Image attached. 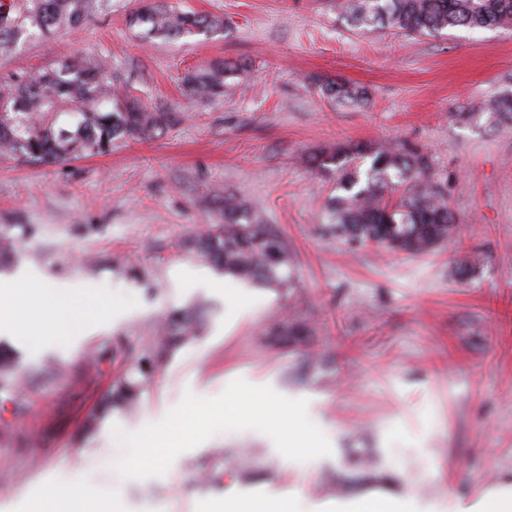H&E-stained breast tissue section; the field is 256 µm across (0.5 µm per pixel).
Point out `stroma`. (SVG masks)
Returning <instances> with one entry per match:
<instances>
[{
    "instance_id": "1",
    "label": "stroma",
    "mask_w": 512,
    "mask_h": 512,
    "mask_svg": "<svg viewBox=\"0 0 512 512\" xmlns=\"http://www.w3.org/2000/svg\"><path fill=\"white\" fill-rule=\"evenodd\" d=\"M229 21L226 32L140 41L135 0L76 30L0 49V75L77 55L106 56L130 94L167 113L163 134L53 163L0 153V228L19 224L0 274L62 284L93 311L92 332L29 341L0 335L20 379L0 389V512H22L48 486L79 479L116 512H214L218 497L292 498L298 512H336L373 471L423 482L421 512L467 507L512 471V121L487 120L512 92V30L454 28L413 38L348 24L345 0H176ZM242 61L223 96L194 99L185 71ZM364 86L360 106L323 98L317 81ZM349 143L406 144L430 157L457 235L410 256L350 249L324 221L327 177L305 156ZM232 192L288 245L287 284L248 323L228 318L221 268L195 244L221 223ZM475 273L455 272L458 258ZM194 311L192 339L154 356L158 322ZM150 380L135 411L114 404L130 364ZM308 399L331 456L283 457L269 436L223 431L160 477L123 480L111 432L161 419L185 393L221 395L235 379ZM448 471L443 495L428 478Z\"/></svg>"
}]
</instances>
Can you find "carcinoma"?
<instances>
[{
  "mask_svg": "<svg viewBox=\"0 0 512 512\" xmlns=\"http://www.w3.org/2000/svg\"><path fill=\"white\" fill-rule=\"evenodd\" d=\"M110 7L106 0H0V48L82 27ZM346 13L357 27L380 23L411 37L435 36L446 29H511L512 0H347ZM129 26L143 39L178 40L228 28L216 15L186 11L166 0H138ZM244 63L216 62L190 70L182 78L190 96L224 94L226 79ZM320 93L332 102L359 104L365 89L345 81H327ZM489 117L512 120V93L489 105ZM165 112H153L125 92L122 73L105 57L67 59L37 74L0 78V149L31 163L63 160L77 151L103 155L117 141L150 136L168 126ZM314 170L334 176L336 194L328 197V228L349 245L373 243L390 251L424 253L448 240L455 216L447 198L429 179L428 155L413 147L346 144L318 149L305 157ZM404 187L396 200L385 197ZM224 223L200 235L197 246L207 260L233 277L253 283L288 281V245L271 233L258 213L237 195L218 198ZM193 314L169 315L156 337L161 355L173 330L194 334ZM126 380L119 398L132 404L136 388L150 379L143 369Z\"/></svg>",
  "mask_w": 512,
  "mask_h": 512,
  "instance_id": "obj_1",
  "label": "carcinoma"
}]
</instances>
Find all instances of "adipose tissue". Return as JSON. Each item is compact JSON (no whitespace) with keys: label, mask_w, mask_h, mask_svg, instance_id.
I'll list each match as a JSON object with an SVG mask.
<instances>
[{"label":"adipose tissue","mask_w":512,"mask_h":512,"mask_svg":"<svg viewBox=\"0 0 512 512\" xmlns=\"http://www.w3.org/2000/svg\"><path fill=\"white\" fill-rule=\"evenodd\" d=\"M20 322L32 336L64 335L71 324L67 294L40 286L30 275L0 277V331ZM376 477L374 489L351 502V512H416L413 496L399 492L402 473L381 470ZM27 512H112V503L90 497L79 482L66 481L49 488Z\"/></svg>","instance_id":"ef3b65f1"}]
</instances>
